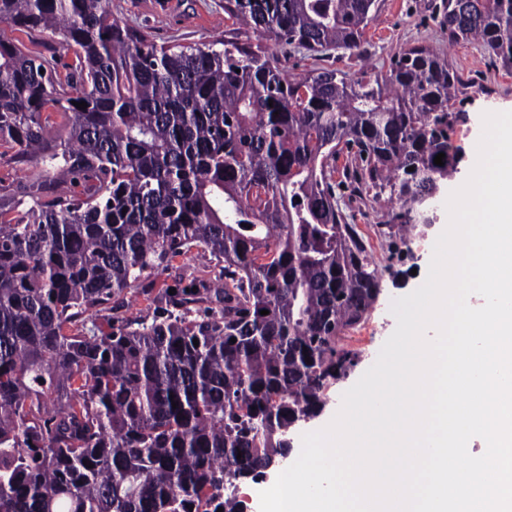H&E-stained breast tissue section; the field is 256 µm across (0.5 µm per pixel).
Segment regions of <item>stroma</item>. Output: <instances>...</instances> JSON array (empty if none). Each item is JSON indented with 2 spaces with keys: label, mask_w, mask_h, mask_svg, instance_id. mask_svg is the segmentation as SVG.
I'll return each mask as SVG.
<instances>
[{
  "label": "stroma",
  "mask_w": 512,
  "mask_h": 512,
  "mask_svg": "<svg viewBox=\"0 0 512 512\" xmlns=\"http://www.w3.org/2000/svg\"><path fill=\"white\" fill-rule=\"evenodd\" d=\"M441 0H379L378 9L367 33L368 42L362 56L341 50L310 54L267 41L269 53L280 60L289 77L299 78L319 68H338L348 74L369 71L385 73L390 58L405 49L424 47L438 53L462 76L465 86L456 97L453 109L460 118L451 134L461 151L462 160L456 173L445 183L430 212L431 226L417 227L411 242L412 254L404 260L390 257L387 241L380 238L377 227L386 223L397 201L373 199L353 177L347 176L345 158L336 161L335 179L350 223L366 239L373 260L384 268L382 290L366 323L342 341L355 351L358 361L345 376L334 381L326 391L323 411L294 431V448H301L302 436L327 426L338 412L343 394L375 363L378 354L396 328L390 311L393 299L416 290L425 280L433 256L431 248L446 229L449 216L445 203L450 193L461 187L470 175L469 161L483 131L482 116L487 112L512 111V71L504 70L477 42H452L435 14ZM115 18L141 29L159 46H194L235 38L240 43L261 41L258 33L239 25L224 11V0H110ZM0 38L20 46L24 51L49 62L58 80H65L75 63V54L62 46L48 31H21L0 23ZM10 145L0 143V186L9 190L22 207L31 200L26 185L41 170L36 160L22 162L14 158ZM221 273L220 263L201 247L173 258L167 266L147 271L144 278L150 292L133 287L120 296V316L136 318L153 311V297L172 289L193 288L200 283H215Z\"/></svg>",
  "instance_id": "1"
}]
</instances>
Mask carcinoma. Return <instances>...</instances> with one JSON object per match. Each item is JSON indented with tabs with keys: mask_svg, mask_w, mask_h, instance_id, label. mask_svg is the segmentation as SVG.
<instances>
[{
	"mask_svg": "<svg viewBox=\"0 0 512 512\" xmlns=\"http://www.w3.org/2000/svg\"><path fill=\"white\" fill-rule=\"evenodd\" d=\"M109 4L0 0V23L49 31L77 58L66 96L0 39V141L43 165L27 210L0 196V512H242L224 478L257 482L292 449L296 418L355 365L343 335L380 292L338 205L339 146L355 180L399 202L383 234L405 240L460 161L463 83L424 47L380 75L290 79L258 44L159 47ZM375 6L224 0L277 44L351 55ZM439 14L448 39L512 69V0H442ZM49 110L67 139L47 136ZM72 177L83 197L55 194ZM194 247L224 263L221 287L96 324Z\"/></svg>",
	"mask_w": 512,
	"mask_h": 512,
	"instance_id": "obj_1",
	"label": "carcinoma"
}]
</instances>
